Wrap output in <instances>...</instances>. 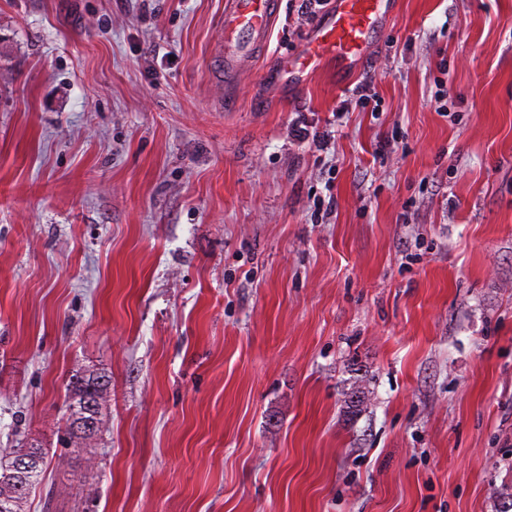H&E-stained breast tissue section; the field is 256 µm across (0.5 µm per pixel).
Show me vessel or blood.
<instances>
[{"instance_id": "obj_1", "label": "vessel or blood", "mask_w": 512, "mask_h": 512, "mask_svg": "<svg viewBox=\"0 0 512 512\" xmlns=\"http://www.w3.org/2000/svg\"><path fill=\"white\" fill-rule=\"evenodd\" d=\"M384 0H333L328 23L290 64L294 73L312 72L329 59L343 67L364 53L383 17ZM275 0H225L224 69L227 77L249 65L267 43L276 18Z\"/></svg>"}]
</instances>
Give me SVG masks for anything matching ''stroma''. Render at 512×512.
<instances>
[{"mask_svg": "<svg viewBox=\"0 0 512 512\" xmlns=\"http://www.w3.org/2000/svg\"><path fill=\"white\" fill-rule=\"evenodd\" d=\"M278 2L229 86L224 0H0V458L48 457L25 512L512 494V0H396L347 76L296 82L315 28ZM365 82L378 109L338 113ZM92 369L89 462L65 384ZM110 385L109 377L101 372L86 370L73 374L68 381L66 388V403L68 415L66 418V427L68 434L76 439L74 448L76 452H81L87 455V461L93 460L92 456L95 453L93 449L87 448L90 445L81 448L80 445L86 440V437L81 435L82 432L80 422L86 419L96 420L102 424V407L105 402V396L108 394ZM96 397L99 398L97 401ZM87 420V430L94 431L95 422ZM78 450V451H77ZM92 458V459H91Z\"/></svg>", "mask_w": 512, "mask_h": 512, "instance_id": "obj_1", "label": "stroma"}]
</instances>
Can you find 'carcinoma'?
<instances>
[{"mask_svg": "<svg viewBox=\"0 0 512 512\" xmlns=\"http://www.w3.org/2000/svg\"><path fill=\"white\" fill-rule=\"evenodd\" d=\"M109 385L107 375L93 370L79 372L69 378L65 394L68 410L66 427L68 434L75 439V446H80L86 440L80 434L82 421L92 419L102 422V407ZM23 452H32L45 458V452L39 445L26 443L20 445L10 458L0 460V512H23L22 503L27 491L41 479V466L22 480L14 476V464Z\"/></svg>", "mask_w": 512, "mask_h": 512, "instance_id": "carcinoma-1", "label": "carcinoma"}]
</instances>
